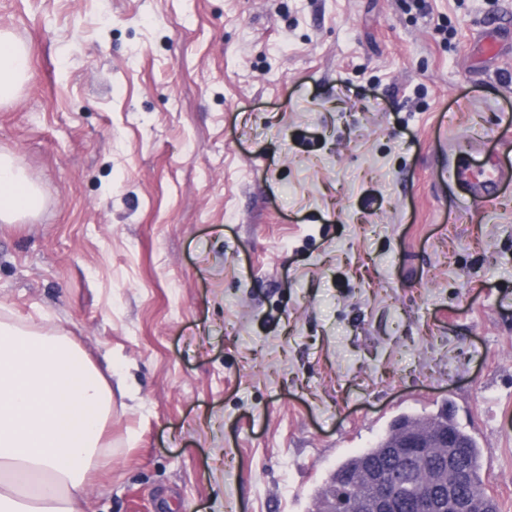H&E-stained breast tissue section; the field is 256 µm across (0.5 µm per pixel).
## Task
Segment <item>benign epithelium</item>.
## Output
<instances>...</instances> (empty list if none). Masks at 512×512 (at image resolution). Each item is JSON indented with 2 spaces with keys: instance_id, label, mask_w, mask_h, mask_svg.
Returning <instances> with one entry per match:
<instances>
[{
  "instance_id": "1",
  "label": "benign epithelium",
  "mask_w": 512,
  "mask_h": 512,
  "mask_svg": "<svg viewBox=\"0 0 512 512\" xmlns=\"http://www.w3.org/2000/svg\"><path fill=\"white\" fill-rule=\"evenodd\" d=\"M454 447L456 444L448 430L446 408L427 420L396 422L382 445L384 456L413 464L417 461L419 448H429L436 455L450 460ZM347 479L373 488V494L363 503V512L400 510L399 485L388 479L372 462L353 464ZM461 481V474L450 465L434 469L428 490L413 503V507L417 512H488L486 499L461 497ZM315 512H336V481L328 482Z\"/></svg>"
}]
</instances>
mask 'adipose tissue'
Instances as JSON below:
<instances>
[{
	"instance_id": "1",
	"label": "adipose tissue",
	"mask_w": 512,
	"mask_h": 512,
	"mask_svg": "<svg viewBox=\"0 0 512 512\" xmlns=\"http://www.w3.org/2000/svg\"><path fill=\"white\" fill-rule=\"evenodd\" d=\"M28 74L27 46L0 30V104ZM41 203L37 184L1 153L0 222ZM111 412L110 386L67 337L0 322V512H82Z\"/></svg>"
}]
</instances>
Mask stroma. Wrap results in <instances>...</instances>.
<instances>
[{
  "label": "stroma",
  "instance_id": "obj_1",
  "mask_svg": "<svg viewBox=\"0 0 512 512\" xmlns=\"http://www.w3.org/2000/svg\"><path fill=\"white\" fill-rule=\"evenodd\" d=\"M499 20L495 54L482 24ZM30 50L0 153V320L112 391L84 512H313L450 404L512 512V0H0ZM460 166L457 175L463 178L466 172L477 167L481 169V178L476 183L481 199L485 203H493L503 183L510 180L512 171V140H502L497 153L489 160L480 162L474 158ZM42 203L37 184L9 154H0V222L11 224L35 212Z\"/></svg>",
  "mask_w": 512,
  "mask_h": 512
}]
</instances>
